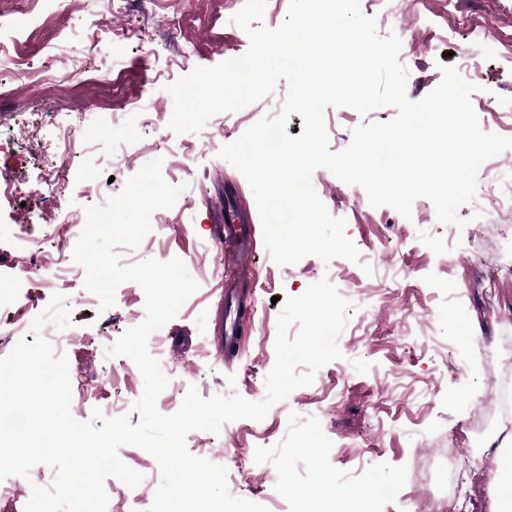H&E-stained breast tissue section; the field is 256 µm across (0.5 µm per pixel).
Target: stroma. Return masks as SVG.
<instances>
[{
    "instance_id": "stroma-1",
    "label": "stroma",
    "mask_w": 512,
    "mask_h": 512,
    "mask_svg": "<svg viewBox=\"0 0 512 512\" xmlns=\"http://www.w3.org/2000/svg\"><path fill=\"white\" fill-rule=\"evenodd\" d=\"M242 8L240 0H158L146 26L145 44L117 40L113 32L135 20V13L105 12L94 0H77L71 14L61 15L53 0H41L36 16H19L16 25L0 29V85L11 89L0 100V167L37 182L39 149L19 142L12 107L22 104L36 112L43 126L55 124L58 113L79 106L87 124L107 123V130L76 162L63 193L54 224L66 228L69 245H76L86 224V206L102 204L120 194L129 177L144 164L161 159L164 180L185 184L186 193L172 207L157 210L158 232L148 234L137 248L118 247L122 264L178 258L198 285L174 319L159 329L167 361L187 386L202 397L240 396L251 402L266 396L265 380L275 364L277 319L281 299L301 295L321 279L335 288L352 289L351 309L337 344L340 359L319 369L312 384L271 406L259 421L228 422L219 433L187 440L195 457L223 464L224 451L239 449L252 462L249 476L229 483L232 496L264 506L267 512H298L300 493L319 485L356 490L368 486L371 474L395 484L394 496L378 501L377 512H413L418 489L411 477L419 454L459 443L474 474L463 481L462 494L484 502L485 512H497L485 469L498 466L504 446L512 444V429L489 422L472 428L475 397L483 389L490 363L512 360V213L494 211L495 195L512 188V149L489 159L478 172L474 199L457 210L458 224H443L433 203L417 198L410 217L389 206L375 207L365 190L348 184L328 169L312 174V184L331 216L345 219V236L359 250L358 261L326 263L307 256L280 266L264 241H257L252 268L253 317L239 324L240 354L225 362L215 342L224 319V287L236 282L234 268L224 262L217 236L224 223V190L232 188L238 207L256 213L246 178L220 156L219 145L238 140L259 120L276 116L288 91L279 81L274 91L232 111L225 119L211 117L197 133H175L169 126L174 102L170 84L195 68L212 67L243 55L247 33L230 22ZM181 11L180 35L167 31L166 17ZM388 14L378 19L380 36L396 35L399 60L408 71L406 94L418 101L442 81L441 65L462 67L467 45L456 20L465 15L489 31L476 58L472 103H485L477 117L489 133L512 138V0H389ZM34 65L47 64L71 72L66 88L54 99L19 79L16 49ZM148 91L149 98L135 123L109 125L112 112L132 97ZM394 108L381 107L366 119L387 121ZM352 108H327L324 115L328 147L347 148L362 119ZM96 170L94 181L80 184L81 169ZM42 221V202L0 197V357L19 340L14 325L31 326L54 295H62L71 314V328L85 342L64 351L71 386L70 411L80 422L94 410L123 401L124 414L138 424L133 412L144 381L135 363L113 366L105 350L90 345L103 337L108 346L127 331L129 319L144 320L145 293L135 282L117 288L119 303L107 310L88 303L84 274L59 287L36 291L19 287L29 254L13 236L19 226ZM506 267L495 287L499 304L485 306L486 278ZM321 439L318 448H301L300 435ZM126 464L140 473L134 488L120 485L106 512H138L153 503L161 474L156 460L139 447L126 446ZM55 472L33 466L28 476L12 475L0 494V512H24L33 487L50 486Z\"/></svg>"
}]
</instances>
